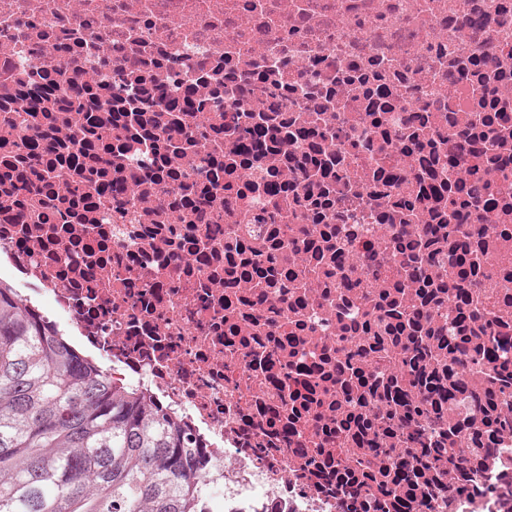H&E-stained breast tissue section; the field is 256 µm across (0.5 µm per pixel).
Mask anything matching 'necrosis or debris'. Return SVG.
<instances>
[{"instance_id":"obj_1","label":"necrosis or debris","mask_w":512,"mask_h":512,"mask_svg":"<svg viewBox=\"0 0 512 512\" xmlns=\"http://www.w3.org/2000/svg\"><path fill=\"white\" fill-rule=\"evenodd\" d=\"M452 226L463 269L425 246ZM462 270L512 311V0H0V287L186 424L205 512H353L307 462L386 463L317 419L373 414L336 363L384 290L399 336L444 331L425 370L480 462L427 512H512L492 367L448 356Z\"/></svg>"}]
</instances>
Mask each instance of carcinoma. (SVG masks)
I'll return each mask as SVG.
<instances>
[{"mask_svg":"<svg viewBox=\"0 0 512 512\" xmlns=\"http://www.w3.org/2000/svg\"><path fill=\"white\" fill-rule=\"evenodd\" d=\"M499 321L484 320L465 337L473 351L495 363L485 392L484 421L509 425L498 401L512 388V358ZM367 422V444L380 449L392 429H408L412 464L378 480L352 471L340 476L360 507L380 508L390 496L394 512L413 499L393 492L406 484L430 500L441 483L422 466L438 454L449 469L462 460L449 449L461 432L441 423L435 403L417 391L397 413L391 393ZM181 420L146 396L112 385L106 365L88 359L34 314L9 288H0V512H200V474L210 467Z\"/></svg>","mask_w":512,"mask_h":512,"instance_id":"obj_1","label":"carcinoma"}]
</instances>
